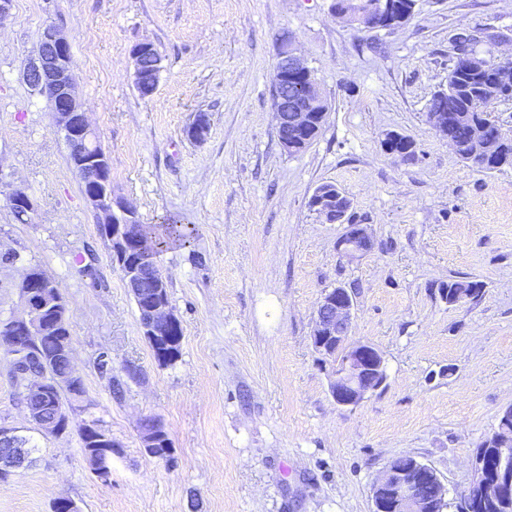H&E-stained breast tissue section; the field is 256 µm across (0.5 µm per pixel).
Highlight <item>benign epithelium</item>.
<instances>
[{"mask_svg": "<svg viewBox=\"0 0 512 512\" xmlns=\"http://www.w3.org/2000/svg\"><path fill=\"white\" fill-rule=\"evenodd\" d=\"M332 11L350 25L366 29H378L383 17L371 11L349 12L342 0H333ZM152 44L139 42L131 50L135 63V86L140 96L148 98L157 86L160 62L153 55ZM70 43L64 33L53 25L44 28L38 57L24 71L25 82L43 96L52 108L56 127L64 135L71 163L84 186V197L97 214L98 231L110 251L112 265L121 274L129 294L139 310L143 334L153 339H166L176 323L167 297V283L156 272L153 258L147 257L135 265L125 263L128 243L139 224L134 206L117 200L112 193V168L108 155L98 147L97 137L91 128L82 104L77 100L70 71ZM304 77L308 81L306 91L293 95L273 93V109L276 117L278 140L285 150H295L306 145L310 131L324 115V99L310 71L295 55L290 38L280 41L274 68V88L288 86V80ZM386 150L402 158L414 153V144L408 138H385ZM11 208L28 218L35 212V204L23 189L15 190L9 197ZM313 208L330 224L344 225L338 247L349 258L364 255L374 248V241L364 224H349L331 205L326 191L312 194ZM21 312L8 318L5 331L0 336V349L11 358L12 370L21 376L25 398V415L28 420L51 436H61L69 431L72 412L85 401L81 391L82 379L72 366L73 340L60 343L55 357L48 360L56 372L23 375L20 363L31 352L32 342L47 330L55 327L70 330L71 320L67 303L56 280L41 269L23 265V275L14 283ZM354 293L338 286L322 296L316 309L311 342L324 360L332 362L329 374V391L337 405L356 407L369 395L379 390L386 381L384 359L379 349L368 342H351V326L354 310ZM71 392L70 404L52 400L55 393ZM14 427L0 424V449L11 450V457L0 460L5 471L17 470L15 462ZM93 473L99 478L110 474L112 457L101 454L87 458ZM473 479L465 498L484 500L506 494L512 484V475L503 472L490 474L478 458L473 460ZM421 471L428 477L440 480L430 465L415 460L412 470L402 468L400 459L390 461L372 486L373 512H384L385 500L394 501L393 512H425L428 504L416 493L414 473Z\"/></svg>", "mask_w": 512, "mask_h": 512, "instance_id": "7a95c632", "label": "benign epithelium"}]
</instances>
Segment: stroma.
<instances>
[{
    "mask_svg": "<svg viewBox=\"0 0 512 512\" xmlns=\"http://www.w3.org/2000/svg\"><path fill=\"white\" fill-rule=\"evenodd\" d=\"M331 0H13L0 18V242L62 286L86 400L60 437L24 416L0 352V421L36 444L0 484V512H372L371 488L395 457L432 466L451 496L512 406V169L479 170L436 134L427 103L445 88L452 38L488 59L512 55V0H416L396 29L346 26ZM70 42L75 93L112 168V190L140 223L197 225L189 246L157 255L184 339L163 366L98 234L48 102L23 80L46 26ZM291 35L328 102L303 152L278 140L272 73ZM162 58L152 97L134 85L133 45ZM209 117L197 141L196 113ZM415 143L389 154L388 133ZM337 185L374 251L350 260L342 225L309 205ZM24 189L36 211L9 204ZM483 292L457 305L440 284ZM353 289L351 334L382 353L384 386L356 408L329 391L311 342L331 288ZM108 353L111 374L97 368ZM120 394H113V382ZM160 420L172 458L148 455ZM99 420L119 446L98 478L78 430ZM482 289V285L479 282L470 280H449L448 283L441 284L439 291L448 302V305H451L459 292H470V296L476 298L482 293ZM470 296L467 294H459L456 298V304L471 298Z\"/></svg>",
    "mask_w": 512,
    "mask_h": 512,
    "instance_id": "stroma-1",
    "label": "stroma"
}]
</instances>
